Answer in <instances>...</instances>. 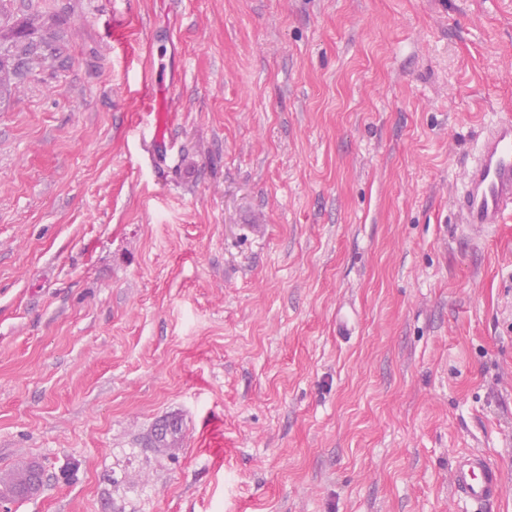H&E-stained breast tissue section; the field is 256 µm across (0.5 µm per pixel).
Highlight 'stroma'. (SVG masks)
<instances>
[{
	"mask_svg": "<svg viewBox=\"0 0 512 512\" xmlns=\"http://www.w3.org/2000/svg\"><path fill=\"white\" fill-rule=\"evenodd\" d=\"M0 47V512H473L470 451L512 512V217L454 208L512 0H0ZM454 493L483 512L499 497L503 486V475L499 466L490 457L481 453L459 456L451 468Z\"/></svg>",
	"mask_w": 512,
	"mask_h": 512,
	"instance_id": "obj_1",
	"label": "stroma"
}]
</instances>
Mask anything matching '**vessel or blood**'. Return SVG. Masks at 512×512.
<instances>
[{
  "instance_id": "b4317fda",
  "label": "vessel or blood",
  "mask_w": 512,
  "mask_h": 512,
  "mask_svg": "<svg viewBox=\"0 0 512 512\" xmlns=\"http://www.w3.org/2000/svg\"><path fill=\"white\" fill-rule=\"evenodd\" d=\"M454 206L465 230L475 234L512 215V117H500L485 134ZM451 482L457 496L484 512L499 497L503 475L487 455L467 453L456 459Z\"/></svg>"
}]
</instances>
